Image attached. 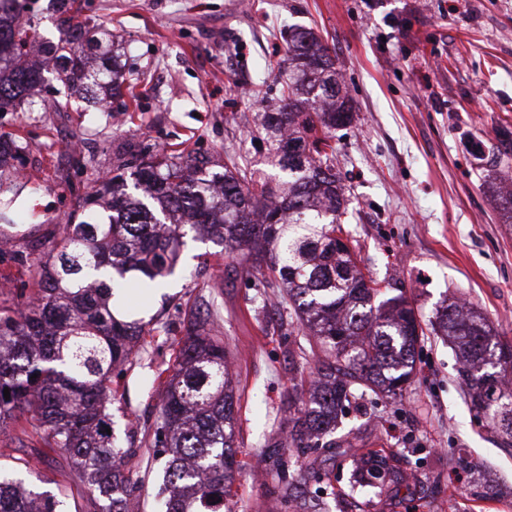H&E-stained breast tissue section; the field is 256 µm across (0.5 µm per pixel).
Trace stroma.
<instances>
[{
  "label": "stroma",
  "instance_id": "35a3bbf8",
  "mask_svg": "<svg viewBox=\"0 0 512 512\" xmlns=\"http://www.w3.org/2000/svg\"><path fill=\"white\" fill-rule=\"evenodd\" d=\"M81 15L114 36L137 80L134 97L94 112L46 73L35 105L0 112V133L25 146L31 194L21 206L46 224L66 223L78 198L110 173L127 141L151 150L186 143L219 162L246 158L265 169L243 115L279 96L282 33L313 28L334 47L353 104L336 131V166L349 195L342 223L357 259L381 285L402 289L420 322L460 297L512 344V224L502 223L489 172L496 146H512V0H79ZM262 84L263 97L252 94ZM187 241L168 290L138 316L154 339L120 380L112 407L124 447L144 466L136 512H157L162 466L150 435L161 406L157 370L173 366L184 312H219L237 375V458L229 512H512V440L470 410L458 360L426 333L417 377L402 397L369 396L348 408L343 448L311 449L285 481L259 455L288 428V395L307 379L297 326L273 292L233 274L236 261ZM35 270L0 250V293H29ZM400 454L410 475L391 495L324 505L306 469L344 488L354 457Z\"/></svg>",
  "mask_w": 512,
  "mask_h": 512
}]
</instances>
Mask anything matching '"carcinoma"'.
Returning <instances> with one entry per match:
<instances>
[{
    "label": "carcinoma",
    "mask_w": 512,
    "mask_h": 512,
    "mask_svg": "<svg viewBox=\"0 0 512 512\" xmlns=\"http://www.w3.org/2000/svg\"><path fill=\"white\" fill-rule=\"evenodd\" d=\"M35 43L25 7L0 0V111L44 81L37 62L18 64ZM41 52L84 99L99 88L116 98L133 93L85 22L63 21L58 41ZM279 68L288 73L286 88L258 113L255 129L267 164L278 170L275 182L245 163L217 170L187 148L151 153L129 143L123 172L100 181L69 223L41 235L40 216L18 204L27 184L0 171V243L18 239L26 256H40L38 288L0 301V512H66L68 487L46 489L33 457L13 454L26 442L66 455L85 512H132L143 486L136 451L107 430L114 429L116 378L150 344L153 329L124 320L112 298L161 288L189 235L218 247L215 256L236 255L242 273L280 289L288 317L321 352L307 395L288 406L285 438L262 451L269 469L285 471L294 448L336 447L346 407L369 391L400 396L414 382L423 328L403 295L385 299L366 277L341 225L347 196L333 140L353 112L336 56L312 29L292 27ZM498 198L511 224L512 188L498 187ZM185 321L175 366L155 377L164 391L152 441L164 461L156 496L163 512H224L236 472L233 378L214 315L191 310ZM430 324L457 348L472 411L512 439V345L458 299L437 308ZM365 471L407 478L397 455L368 452L354 460L350 494L381 493L382 485L363 482Z\"/></svg>",
    "instance_id": "carcinoma-1"
}]
</instances>
